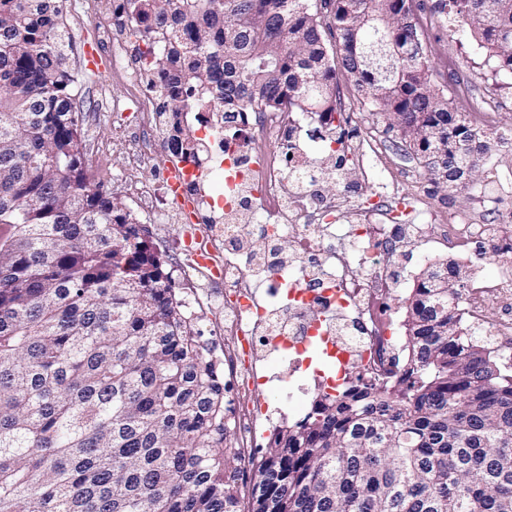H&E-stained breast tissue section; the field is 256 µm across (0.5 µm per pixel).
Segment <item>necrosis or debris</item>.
<instances>
[{"label": "necrosis or debris", "instance_id": "1", "mask_svg": "<svg viewBox=\"0 0 512 512\" xmlns=\"http://www.w3.org/2000/svg\"><path fill=\"white\" fill-rule=\"evenodd\" d=\"M112 73L130 88L116 110L138 113L166 136L161 100L143 67H129L116 53ZM305 118L302 112L234 113L232 137L210 136L207 161L183 162L184 208L170 207V190L140 181V146L125 161L138 212L186 227L175 255L184 305L191 321L210 325L223 338L226 445L245 462L281 425L260 387L289 383L309 369L315 389H322L325 373L310 358L320 336L342 346L363 373L385 385L410 360L398 334L401 320L389 306L396 286L385 259L400 246L397 226L387 207L366 214L347 195H325L320 179L310 178L312 154L300 137ZM269 130L287 136V151L266 150ZM342 208L349 212L345 230L333 222ZM296 223L301 230L293 249L280 259V242ZM257 239L263 250H254ZM450 240L452 260L461 263L471 245L494 248L498 235L494 225L465 222L454 225ZM262 288L273 289V296L260 299ZM496 301L512 304V267L502 269L493 285L470 289L468 314L476 329L484 327L483 306ZM260 352L288 362V369L268 372L256 360Z\"/></svg>", "mask_w": 512, "mask_h": 512}]
</instances>
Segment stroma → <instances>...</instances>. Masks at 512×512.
I'll list each match as a JSON object with an SVG mask.
<instances>
[{
  "mask_svg": "<svg viewBox=\"0 0 512 512\" xmlns=\"http://www.w3.org/2000/svg\"><path fill=\"white\" fill-rule=\"evenodd\" d=\"M122 0H63L62 12L69 18L65 30L71 39L70 63L79 72L82 95L93 115L84 126L85 161L103 193L127 211H135L133 199L126 193L117 170L127 153L128 140L116 137L114 129L123 126L132 130L136 121L113 111L112 103L129 94L127 85L114 78L112 58L100 49L92 15L112 16ZM432 0H413V8L424 31V47L434 71L432 81L446 89L453 111L465 115L477 131L498 133L512 128V86L494 77L485 62L484 53L477 49L466 33H454L430 10ZM343 112L350 120L344 126L346 137L362 134L377 154L388 162L385 171L367 172L362 168H347L346 181L352 201L363 207L378 205L384 193L382 185L390 174L404 176L402 193L406 200H418L421 207L436 211L440 216L482 217L484 223L496 224L503 232L512 233V149L491 150L485 163L480 164L464 187L447 188L434 183L411 151L395 147L397 136L390 130L387 117L372 112L368 103L345 78H338ZM446 240L432 243L430 250L419 247L401 248L390 261L398 290L390 299L394 309H404L414 276L428 265V252L444 253Z\"/></svg>",
  "mask_w": 512,
  "mask_h": 512,
  "instance_id": "35a3bbf8",
  "label": "stroma"
}]
</instances>
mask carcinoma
<instances>
[{
  "label": "carcinoma",
  "instance_id": "cac0c4a2",
  "mask_svg": "<svg viewBox=\"0 0 512 512\" xmlns=\"http://www.w3.org/2000/svg\"><path fill=\"white\" fill-rule=\"evenodd\" d=\"M123 6L193 158L188 112L332 123L338 67L444 186L489 150L409 49L412 0H330L325 25L312 0ZM433 8L512 80V0ZM69 48L60 0H0V512H512V363L471 334L460 264L429 266L405 299L404 376L386 390L356 368L319 393L273 434L240 508L224 377L146 227L92 183Z\"/></svg>",
  "mask_w": 512,
  "mask_h": 512
}]
</instances>
